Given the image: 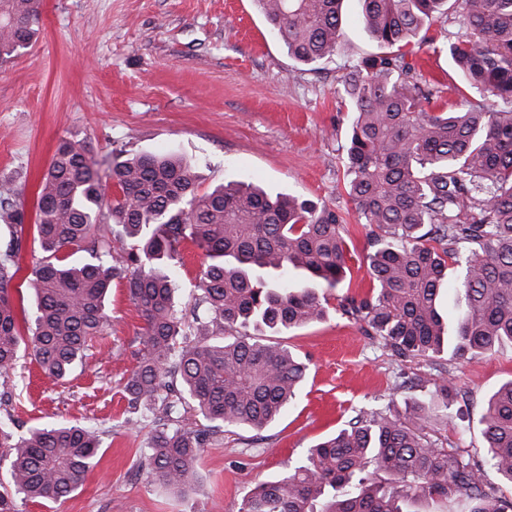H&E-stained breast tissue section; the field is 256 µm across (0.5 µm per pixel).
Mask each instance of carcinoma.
Listing matches in <instances>:
<instances>
[{
    "label": "carcinoma",
    "instance_id": "carcinoma-1",
    "mask_svg": "<svg viewBox=\"0 0 512 512\" xmlns=\"http://www.w3.org/2000/svg\"><path fill=\"white\" fill-rule=\"evenodd\" d=\"M342 0H256L288 55L317 65L336 55ZM454 6L461 31L429 40L460 82L489 103L433 109L436 82L404 48ZM378 51L341 80L353 117L342 163L347 193L368 229L364 264L372 286L339 308L363 322L399 358L438 365L472 360L512 343V0H362ZM41 0H0V61L39 31ZM85 146L58 145L38 192L35 224L20 191L0 182V376L11 378L21 347L48 377L69 375L93 338L107 331L106 296L126 280L144 326L141 358L125 383L128 404L154 415L143 466L166 488L199 478L203 450L227 428L260 431L293 400L307 365L267 337L328 315V294L346 276L345 218L324 203L243 181L198 191V175L161 152L112 156L107 179ZM124 239L116 252L110 226ZM33 235L25 288L36 302L20 322L10 283ZM205 252L178 307L171 261L187 242ZM462 308L439 312L448 271ZM240 328L227 338L229 328ZM455 383L425 399L361 410L314 445L284 475L256 484L241 512H420L423 501L463 502L467 512H512V379L488 393L478 420L483 459L427 436L448 422ZM206 425H200V422ZM88 429L59 422L19 438L0 427V461L10 463L0 512L15 496L58 501L98 464ZM500 484L485 481L484 467Z\"/></svg>",
    "mask_w": 512,
    "mask_h": 512
}]
</instances>
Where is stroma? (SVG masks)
Listing matches in <instances>:
<instances>
[{
  "instance_id": "35a3bbf8",
  "label": "stroma",
  "mask_w": 512,
  "mask_h": 512,
  "mask_svg": "<svg viewBox=\"0 0 512 512\" xmlns=\"http://www.w3.org/2000/svg\"><path fill=\"white\" fill-rule=\"evenodd\" d=\"M343 12L336 56L307 66L288 55L255 0H42L37 36L0 66V181L18 186L27 213L62 140L82 142L99 161L173 151L195 167L200 192L242 180L346 212L348 254L326 320L281 339L308 366L294 402L262 431L210 442L199 482L182 493L141 467L150 415L129 407L123 388L143 321L125 281L114 280L110 326L65 380L48 379L25 356L24 379L0 384V423L14 436L63 418L101 444L98 464L66 500L21 499L19 512H239L256 483L297 465L356 409L403 400L397 382L428 375L426 362L394 357L337 309L342 296L369 288L365 230L344 185L350 112L341 78L376 49L361 0H344ZM412 58L437 79L438 108L478 101L461 91L446 55L424 46ZM444 368L460 393L447 426L429 432L481 452L483 401L512 379V344Z\"/></svg>"
}]
</instances>
